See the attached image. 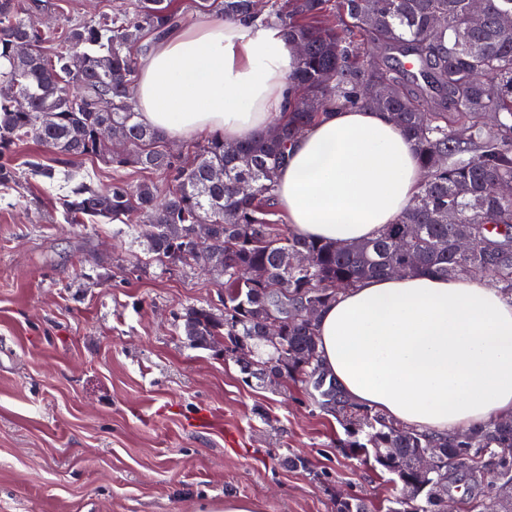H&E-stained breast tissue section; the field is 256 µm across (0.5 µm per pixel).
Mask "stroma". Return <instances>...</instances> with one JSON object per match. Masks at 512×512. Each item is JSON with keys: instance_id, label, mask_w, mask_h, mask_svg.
Wrapping results in <instances>:
<instances>
[{"instance_id": "stroma-1", "label": "stroma", "mask_w": 512, "mask_h": 512, "mask_svg": "<svg viewBox=\"0 0 512 512\" xmlns=\"http://www.w3.org/2000/svg\"><path fill=\"white\" fill-rule=\"evenodd\" d=\"M23 174L0 185V512H336L402 485L339 447L294 383L246 384L182 317L220 308L200 270L161 267L124 225L68 224ZM304 457V469L289 467Z\"/></svg>"}]
</instances>
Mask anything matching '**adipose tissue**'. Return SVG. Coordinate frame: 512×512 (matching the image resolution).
Wrapping results in <instances>:
<instances>
[{
  "instance_id": "adipose-tissue-1",
  "label": "adipose tissue",
  "mask_w": 512,
  "mask_h": 512,
  "mask_svg": "<svg viewBox=\"0 0 512 512\" xmlns=\"http://www.w3.org/2000/svg\"><path fill=\"white\" fill-rule=\"evenodd\" d=\"M296 62L273 27L178 28L142 57L137 109L172 139L218 133L242 142L285 112ZM423 178L387 113L334 107L293 142L278 205L301 236L368 240L411 206ZM317 331L339 388L403 426L452 435L512 416V301L478 280L367 279L339 291Z\"/></svg>"
}]
</instances>
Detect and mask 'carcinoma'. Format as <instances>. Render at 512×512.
<instances>
[{"instance_id": "carcinoma-1", "label": "carcinoma", "mask_w": 512, "mask_h": 512, "mask_svg": "<svg viewBox=\"0 0 512 512\" xmlns=\"http://www.w3.org/2000/svg\"><path fill=\"white\" fill-rule=\"evenodd\" d=\"M68 0H0V183L18 166L60 181L56 204L69 224L152 225L147 251L160 262L210 265L224 288V315L189 309L183 332L193 345L219 348L240 367L243 382L293 380L310 403L336 416L340 448L394 475L405 493L387 512H448L454 475L473 496L463 512H512L499 492L512 483V418L446 437L404 427L349 399L322 368L316 319L339 290L393 271L466 276L512 298V0H211L197 8L226 20L277 27L293 50L289 111L265 132L231 144L213 134L175 154L136 112V52L145 34L158 39L181 25L171 0H134L76 18L54 30L42 24ZM27 47L25 54L17 46ZM387 113L414 142L425 172L412 207L370 241L338 243L295 234L277 206L278 176L288 149L331 107ZM34 141L55 155L17 163V148ZM125 149L112 153V143ZM100 158L115 169L161 178L100 185L78 162ZM212 231L197 251V231ZM466 233L473 249L458 253ZM408 247L399 248L401 242ZM305 256L301 265L296 257ZM438 449L420 479L407 462ZM336 512H370L357 496Z\"/></svg>"}]
</instances>
